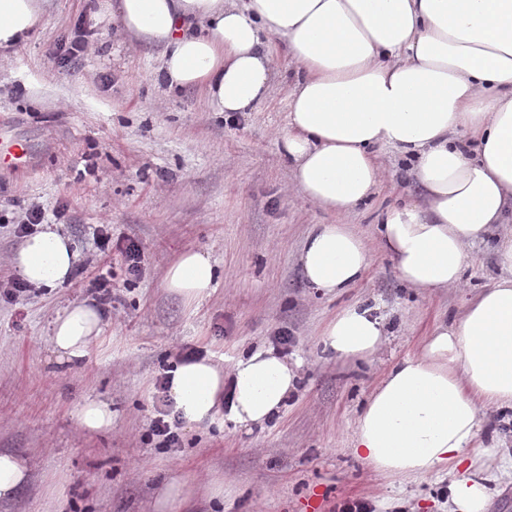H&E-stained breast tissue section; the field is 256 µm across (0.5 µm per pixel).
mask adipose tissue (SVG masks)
Wrapping results in <instances>:
<instances>
[{
    "instance_id": "adipose-tissue-1",
    "label": "adipose tissue",
    "mask_w": 512,
    "mask_h": 512,
    "mask_svg": "<svg viewBox=\"0 0 512 512\" xmlns=\"http://www.w3.org/2000/svg\"><path fill=\"white\" fill-rule=\"evenodd\" d=\"M112 17L159 45L156 80L198 88L221 112H248L275 73V38L300 73L287 88L280 153L316 205L353 209L376 191L379 149L409 165L423 202L389 206L377 225L401 282L455 286L470 247L494 236L512 210V0H116ZM39 0H0V49L41 26ZM501 277L418 355L396 363L371 392L352 438L355 457L388 477L441 473L450 512H486L490 467L512 471V454L480 444L481 410H512V236L496 238ZM77 259L53 227L28 237L13 258L27 282L52 288ZM371 261L346 224L315 225L300 255L308 284L326 294L351 288ZM217 270L209 253L185 249L165 288L185 303L209 296ZM103 339V319L86 303L54 319L49 343L76 366ZM385 324L358 303L336 315L323 349L339 359H373ZM302 379L298 362L256 349L223 370L210 358L176 365L169 394L196 425L221 410L250 429L272 421Z\"/></svg>"
}]
</instances>
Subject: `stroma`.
<instances>
[{
    "label": "stroma",
    "mask_w": 512,
    "mask_h": 512,
    "mask_svg": "<svg viewBox=\"0 0 512 512\" xmlns=\"http://www.w3.org/2000/svg\"><path fill=\"white\" fill-rule=\"evenodd\" d=\"M91 30L88 50L62 64L57 40ZM278 76L254 112L215 111L197 89L168 92L154 80L159 48L120 31L104 0H47L38 33L0 51V142H24L23 163L0 161V282L15 278L22 241L12 202H37L46 223L64 231L78 263L93 260V229L137 240L139 279L126 280L120 256L110 272L116 300L103 344L86 362L59 365L48 345L57 312L94 303L84 276L17 302L0 297V449L28 460L32 478L0 512H157L158 489L177 477L197 486L179 512H333L364 500L382 512H448V475L383 478L352 453L356 418L371 390L397 362L417 355L435 326L463 313L500 269L488 244L472 247L455 288L404 286L375 238L374 219L405 194L404 163L388 149L385 177L357 209L333 213L293 186L276 133L286 124L284 85L297 64L271 42ZM67 202L64 219L54 213ZM316 224H346L373 254L361 279L339 295L311 288L299 256ZM187 248L206 251L218 271L214 292L186 305L163 286ZM367 301L387 324L372 360L352 364L322 351L325 325ZM304 381L280 417L245 430L216 416L182 430L181 448L149 435L155 381L180 346L202 348L223 367L281 331ZM112 407L110 430H81L86 399ZM224 483V496L206 488Z\"/></svg>",
    "instance_id": "obj_1"
}]
</instances>
